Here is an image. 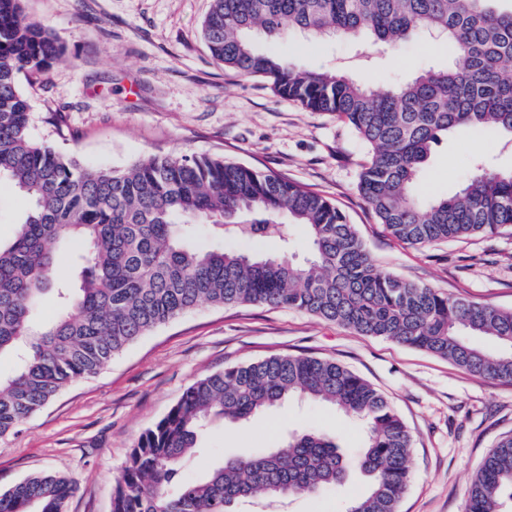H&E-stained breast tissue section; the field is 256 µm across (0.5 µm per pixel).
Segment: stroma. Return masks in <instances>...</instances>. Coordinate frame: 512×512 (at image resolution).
I'll list each match as a JSON object with an SVG mask.
<instances>
[{
  "label": "stroma",
  "mask_w": 512,
  "mask_h": 512,
  "mask_svg": "<svg viewBox=\"0 0 512 512\" xmlns=\"http://www.w3.org/2000/svg\"><path fill=\"white\" fill-rule=\"evenodd\" d=\"M210 0H24L62 58L36 80L21 79L31 133L75 150L91 168L123 169L151 154H207L270 171L317 191L354 224L378 268L453 297L512 309V233L410 247L387 236L358 192L365 150L336 116L275 96L215 61L202 37ZM278 51L300 69L398 85L455 56L445 41L416 35L395 47L364 41L305 42ZM512 169V144L496 132L459 133L435 147L420 171L422 197L455 193L473 160ZM339 362L378 389L412 437L409 485L399 512H462L472 475L512 434V383L468 373L448 360L363 336L296 310L203 305L155 329L98 374L68 385L14 435L0 438V492L34 472L77 484L67 512H111L130 449L195 380L225 366L274 355ZM318 429L346 457L363 447L362 422L332 406L293 397L249 420L212 423L200 475L225 457L283 446ZM367 479L350 467L330 491L295 498L290 512H346Z\"/></svg>",
  "instance_id": "obj_1"
}]
</instances>
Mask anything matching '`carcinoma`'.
<instances>
[{
  "label": "carcinoma",
  "instance_id": "carcinoma-1",
  "mask_svg": "<svg viewBox=\"0 0 512 512\" xmlns=\"http://www.w3.org/2000/svg\"><path fill=\"white\" fill-rule=\"evenodd\" d=\"M498 0H212L202 35L224 68L260 77L312 112L346 121L367 150L359 191L396 241L423 246L512 230V170L475 161L466 184L423 199L418 173L433 146L461 129L499 130L512 143V8ZM448 41L456 59L413 80L373 90L349 76L304 71L256 49L253 37H368L395 46L419 32ZM63 47L28 18L22 0H0V184L29 207L0 242V353L21 358L0 377V437L15 434L65 386L104 369L154 329L203 305L285 307L445 358L512 383V310L453 298L379 270L355 226L328 198L273 173L209 155L148 156L125 170L89 168L75 152L36 140L22 74L42 73ZM218 238L287 245L301 227L311 255L294 261L196 243ZM70 272L59 274L61 260ZM58 315L38 322L48 293ZM489 336L486 350L474 342ZM330 403L361 420L363 448L348 461L329 435L293 434L196 480L183 468L203 450L205 428L240 423L294 397ZM411 439L384 396L327 359L276 355L226 366L191 384L131 448L115 481L112 512H232L262 496L282 508L295 495L341 482L354 463L367 492L348 512H398L410 479ZM76 490L38 472L0 493V512H65ZM512 435L474 475L463 512H507Z\"/></svg>",
  "mask_w": 512,
  "mask_h": 512
}]
</instances>
